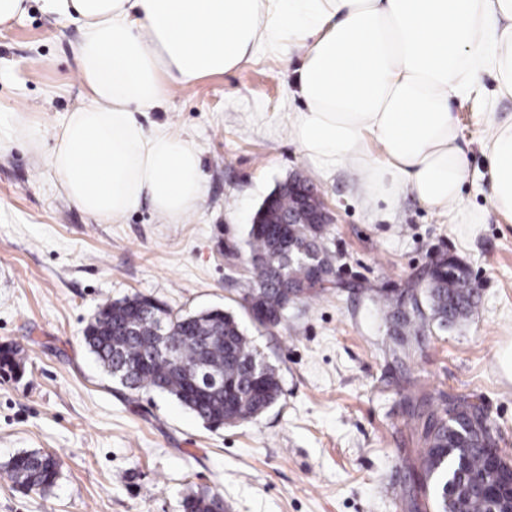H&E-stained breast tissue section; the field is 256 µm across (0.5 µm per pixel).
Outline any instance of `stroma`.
<instances>
[{
  "mask_svg": "<svg viewBox=\"0 0 512 512\" xmlns=\"http://www.w3.org/2000/svg\"><path fill=\"white\" fill-rule=\"evenodd\" d=\"M78 25L29 0L0 27V123L14 112L52 138L84 98L74 49ZM299 57H258L233 73L171 88L141 114L191 141L204 191L195 212L167 223L149 201L112 224L59 190L47 155L0 149V346H16L22 375L0 373V512H181L183 498L220 494L227 512H434L419 477L413 398L481 400L512 460V215L492 208L482 142L483 89L452 110L468 161L466 205L480 224H454L412 195L367 200L350 170H317L289 134L302 104L291 94ZM317 187L334 221L336 276L313 302L291 303L281 324L257 326L247 230L292 175ZM454 256L481 288L465 320L430 324L394 352L373 302L424 290L428 270ZM173 310L232 313L279 375L280 400L258 417L209 429L155 391L129 402L88 353L83 331L103 300L133 295ZM49 450L65 463L50 490L26 492L6 465Z\"/></svg>",
  "mask_w": 512,
  "mask_h": 512,
  "instance_id": "stroma-1",
  "label": "stroma"
}]
</instances>
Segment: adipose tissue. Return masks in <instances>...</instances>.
I'll list each match as a JSON object with an SVG mask.
<instances>
[{"mask_svg": "<svg viewBox=\"0 0 512 512\" xmlns=\"http://www.w3.org/2000/svg\"><path fill=\"white\" fill-rule=\"evenodd\" d=\"M76 22L84 102L58 128L52 151L27 113L0 138L48 153L57 184L89 216L120 221L149 200L168 223L203 195L198 149L138 114L161 107L170 84L189 87L265 52L301 60L304 109L292 140L318 169H351L368 197L412 194L462 224L468 165L454 99L492 74L512 95V0H44ZM491 203L512 215V119H486ZM378 154H371L370 144Z\"/></svg>", "mask_w": 512, "mask_h": 512, "instance_id": "adipose-tissue-1", "label": "adipose tissue"}]
</instances>
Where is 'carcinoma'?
Segmentation results:
<instances>
[{"mask_svg": "<svg viewBox=\"0 0 512 512\" xmlns=\"http://www.w3.org/2000/svg\"><path fill=\"white\" fill-rule=\"evenodd\" d=\"M269 199L271 204H262L248 230V291L263 292L269 308L284 311L290 300L279 287L292 285L299 300L318 297L320 289L333 282L336 254L327 246L326 224H289L288 237L277 233L279 225L271 223L272 217L288 215L298 202L288 193V184L279 186ZM470 279L467 268L446 259L431 269L425 300L413 298L411 313L403 314L399 295L381 294L378 301L388 309L392 332L417 336L429 316L441 327L468 317L478 299ZM423 304L430 315L421 309ZM160 332L175 349V359L156 350ZM83 340L88 352L122 388L132 394L167 393L212 429L258 416L282 393L275 369L251 344L237 319L222 310L183 315L139 295L106 301L87 324ZM200 361L224 375L223 389L208 394L196 390L194 372ZM411 418L424 444L418 452L435 512H491V500L477 481L497 443L482 404L450 396L441 411L418 408ZM62 468L61 458L44 450L23 451L7 464L14 483L27 492L53 487ZM217 499L216 494L189 495L182 509L213 512Z\"/></svg>", "mask_w": 512, "mask_h": 512, "instance_id": "cac0c4a2", "label": "carcinoma"}]
</instances>
